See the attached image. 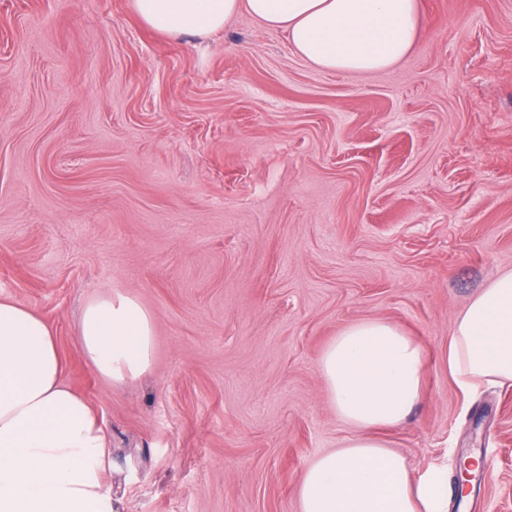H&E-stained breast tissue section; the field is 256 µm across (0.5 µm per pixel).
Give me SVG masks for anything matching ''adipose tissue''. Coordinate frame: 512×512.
Returning <instances> with one entry per match:
<instances>
[{"instance_id": "obj_1", "label": "adipose tissue", "mask_w": 512, "mask_h": 512, "mask_svg": "<svg viewBox=\"0 0 512 512\" xmlns=\"http://www.w3.org/2000/svg\"><path fill=\"white\" fill-rule=\"evenodd\" d=\"M139 19L171 37H205L245 11L287 32L312 65L349 75L388 69L413 47L417 0H133ZM83 356L123 383L155 357L154 318L113 291L91 298L78 327ZM444 363L457 385L512 383V271L457 319ZM329 401L354 435L314 458L298 487L301 512H447L443 466L413 477L374 433L400 424L422 397L425 356L395 325L345 327L318 364ZM52 332L32 308L0 300V512H122L105 482L111 450L96 415L65 384Z\"/></svg>"}]
</instances>
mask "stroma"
I'll use <instances>...</instances> for the list:
<instances>
[{
	"instance_id": "1",
	"label": "stroma",
	"mask_w": 512,
	"mask_h": 512,
	"mask_svg": "<svg viewBox=\"0 0 512 512\" xmlns=\"http://www.w3.org/2000/svg\"><path fill=\"white\" fill-rule=\"evenodd\" d=\"M419 11L401 62L350 76L244 12L172 38L132 0H0V299L52 330L124 512H300L310 461L352 435L318 360L360 320L426 357L379 439L413 474L448 464V512H512V385L466 395L441 365L512 270V0ZM113 290L155 319L124 384L77 340ZM474 449L490 470L462 502Z\"/></svg>"
}]
</instances>
